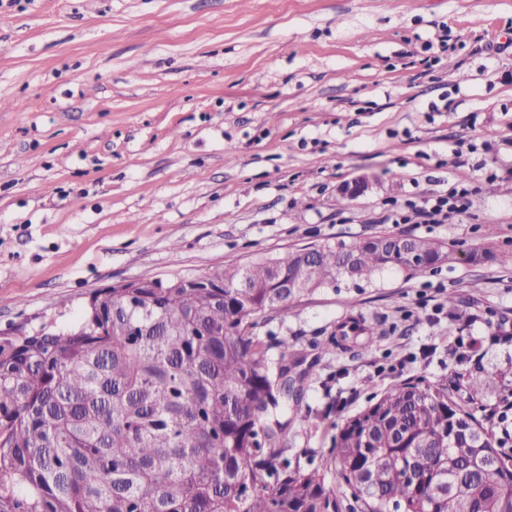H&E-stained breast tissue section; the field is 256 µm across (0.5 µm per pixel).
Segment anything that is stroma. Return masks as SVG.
I'll return each mask as SVG.
<instances>
[{"label": "stroma", "mask_w": 512, "mask_h": 512, "mask_svg": "<svg viewBox=\"0 0 512 512\" xmlns=\"http://www.w3.org/2000/svg\"><path fill=\"white\" fill-rule=\"evenodd\" d=\"M461 184L468 211L422 223ZM380 233L512 254V0H0V342L112 285ZM290 307L256 334L310 366L287 444L312 467L405 380L512 401V263ZM352 317L366 349L331 342Z\"/></svg>", "instance_id": "1"}]
</instances>
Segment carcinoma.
I'll return each instance as SVG.
<instances>
[{
	"mask_svg": "<svg viewBox=\"0 0 512 512\" xmlns=\"http://www.w3.org/2000/svg\"><path fill=\"white\" fill-rule=\"evenodd\" d=\"M478 246L379 234L215 269L222 288H106L80 322L0 344V512H512L503 441L446 380L403 381L336 427L325 473L277 418L293 367H268L259 318ZM428 260L406 263L404 252ZM288 287H282V284ZM375 332L352 319L336 345Z\"/></svg>",
	"mask_w": 512,
	"mask_h": 512,
	"instance_id": "cac0c4a2",
	"label": "carcinoma"
}]
</instances>
